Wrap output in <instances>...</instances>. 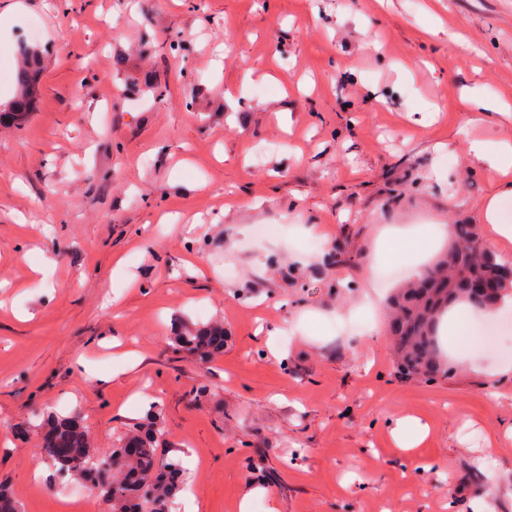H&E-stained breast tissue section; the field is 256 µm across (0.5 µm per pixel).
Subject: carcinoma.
<instances>
[{"label":"carcinoma","instance_id":"carcinoma-1","mask_svg":"<svg viewBox=\"0 0 512 512\" xmlns=\"http://www.w3.org/2000/svg\"><path fill=\"white\" fill-rule=\"evenodd\" d=\"M16 98L0 111V124H25L38 93L36 68L19 72ZM437 279L419 288L401 287L394 300L390 331L396 340L401 371L428 382L451 374L441 359L437 325L451 304L470 300L468 281L478 278L490 286L483 306L499 304L512 296V282L502 278L506 262L490 249L472 224H452L448 250L435 260ZM173 347L201 359L224 348V327L185 325L174 333ZM42 445L60 475H71L92 486L112 512H167L170 498L183 483L185 469L179 460L157 454L161 429L150 414L148 424L120 435L113 447L98 453L85 432L69 417L48 414L42 424Z\"/></svg>","mask_w":512,"mask_h":512}]
</instances>
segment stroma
<instances>
[{
  "label": "stroma",
  "instance_id": "35a3bbf8",
  "mask_svg": "<svg viewBox=\"0 0 512 512\" xmlns=\"http://www.w3.org/2000/svg\"><path fill=\"white\" fill-rule=\"evenodd\" d=\"M36 22L41 94L0 125V485L95 512L42 413L103 450L148 411L199 512H512V356L399 378L396 281L512 173V0H0V108ZM184 47L172 52L170 40ZM277 225L276 235L257 229ZM224 351H175L174 323ZM173 347L200 359H207L224 348V327L185 325L174 333Z\"/></svg>",
  "mask_w": 512,
  "mask_h": 512
}]
</instances>
